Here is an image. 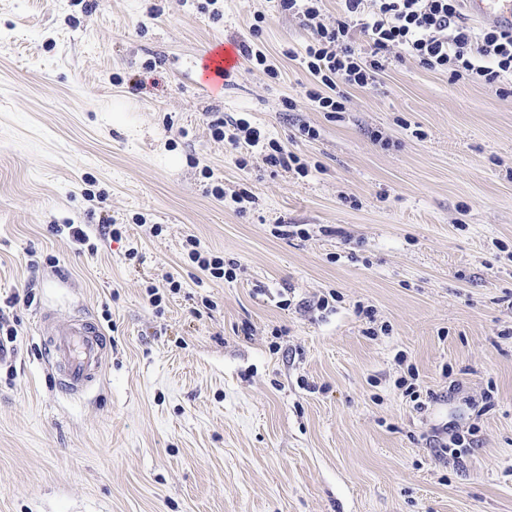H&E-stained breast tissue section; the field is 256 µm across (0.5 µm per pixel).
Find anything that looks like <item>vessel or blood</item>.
<instances>
[{
    "label": "vessel or blood",
    "mask_w": 512,
    "mask_h": 512,
    "mask_svg": "<svg viewBox=\"0 0 512 512\" xmlns=\"http://www.w3.org/2000/svg\"><path fill=\"white\" fill-rule=\"evenodd\" d=\"M465 7L481 22L512 30V0H465ZM48 347L64 376L62 386L71 394L81 393L99 377L108 350L104 332L88 320L52 330Z\"/></svg>",
    "instance_id": "obj_1"
}]
</instances>
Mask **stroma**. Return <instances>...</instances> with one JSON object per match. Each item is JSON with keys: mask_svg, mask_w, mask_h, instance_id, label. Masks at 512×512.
<instances>
[{"mask_svg": "<svg viewBox=\"0 0 512 512\" xmlns=\"http://www.w3.org/2000/svg\"><path fill=\"white\" fill-rule=\"evenodd\" d=\"M308 36L272 0H0V512H512V92L394 62L331 118L286 55ZM255 38L278 78L201 85ZM227 116L307 176L239 168ZM45 314L111 339L84 393ZM211 126L216 138L227 140L235 149L260 148L265 153L264 157L267 164L280 167L285 171L294 170L302 176H306L308 173V164L303 162L297 154L288 151L276 139L261 136L260 131L251 127L250 123L243 118L234 121L218 119ZM226 128H228L227 131ZM187 245L190 246L188 252L190 261L196 263L202 271L207 272L209 276L215 279L233 278V275H235L234 269L224 270V258L203 255V252L200 250V242L194 237L187 239Z\"/></svg>", "mask_w": 512, "mask_h": 512, "instance_id": "obj_1", "label": "stroma"}]
</instances>
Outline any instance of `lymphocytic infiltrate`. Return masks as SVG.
Instances as JSON below:
<instances>
[{"instance_id":"1","label":"lymphocytic infiltrate","mask_w":512,"mask_h":512,"mask_svg":"<svg viewBox=\"0 0 512 512\" xmlns=\"http://www.w3.org/2000/svg\"><path fill=\"white\" fill-rule=\"evenodd\" d=\"M279 11L302 19L310 36L300 57L314 79L308 98L318 111L345 109L346 88L375 84L391 60L412 59L451 81L479 78L496 86L512 81V32L475 29L462 14L463 0H338L331 24L320 23L324 0H277ZM216 138L234 148H258L267 164L300 175L308 165L245 119L216 120Z\"/></svg>"}]
</instances>
